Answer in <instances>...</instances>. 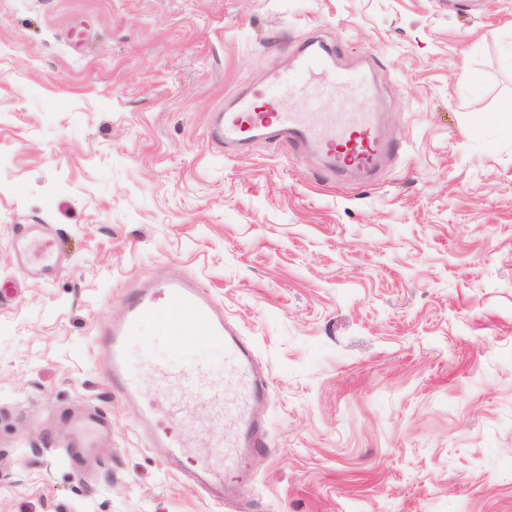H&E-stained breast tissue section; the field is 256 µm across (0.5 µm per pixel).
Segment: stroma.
<instances>
[{"label":"stroma","instance_id":"obj_1","mask_svg":"<svg viewBox=\"0 0 512 512\" xmlns=\"http://www.w3.org/2000/svg\"><path fill=\"white\" fill-rule=\"evenodd\" d=\"M320 33L370 59L394 145L369 180L305 149L209 147L212 112ZM512 0H0V512H213L189 469L232 428L144 390L186 446L151 454L94 349L142 277L196 276L253 345L269 449L223 512H512ZM50 225L53 279L14 249ZM160 363L209 367L221 349ZM95 406L82 475L56 443ZM73 441L63 448H96L112 428V419L100 409L85 407L71 414L69 420Z\"/></svg>","mask_w":512,"mask_h":512}]
</instances>
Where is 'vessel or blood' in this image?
<instances>
[{"mask_svg": "<svg viewBox=\"0 0 512 512\" xmlns=\"http://www.w3.org/2000/svg\"><path fill=\"white\" fill-rule=\"evenodd\" d=\"M375 93L370 68L341 65L330 45L313 38L295 49L291 67L274 72L266 86L238 96L230 110L214 113L209 137L219 146L243 145L263 137L291 148L312 150L333 174H368L393 149L381 130L378 113L358 112L353 107L355 100H373ZM292 98L301 99L304 109H289ZM336 98L344 101V109L323 111V104ZM14 249L21 257H35V265L44 276L56 272L58 259L51 249L48 225H28L16 237ZM147 322L156 323L170 347L193 335L200 342L221 348L225 369L236 374L246 390L244 400L233 410L240 426V454L225 455L221 473L199 472L200 484L223 490L225 472L238 468L244 454L267 446L261 409L269 397V383L256 367L254 348L225 324L223 311L193 276L142 279L127 292L122 314L99 329L96 350L110 361L113 389L138 407V427L150 431L152 453L164 460L180 458L183 444L175 435L157 429L152 408L142 404L143 375L152 373L160 387L177 395L206 396L210 390L202 364L176 369L145 357L139 366H132L135 339ZM69 425L73 447L93 448L109 433L112 421L100 409L86 407L72 414Z\"/></svg>", "mask_w": 512, "mask_h": 512, "instance_id": "vessel-or-blood-1", "label": "vessel or blood"}]
</instances>
